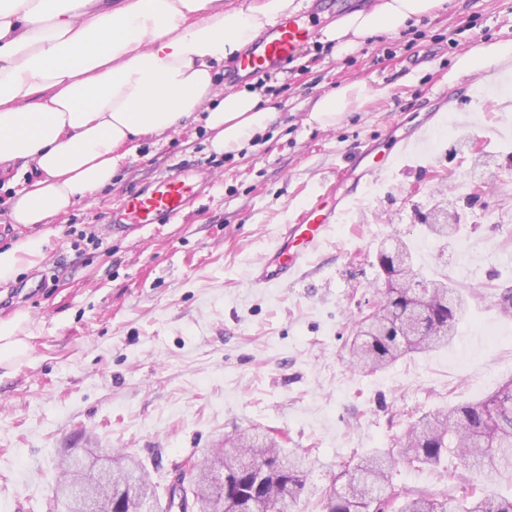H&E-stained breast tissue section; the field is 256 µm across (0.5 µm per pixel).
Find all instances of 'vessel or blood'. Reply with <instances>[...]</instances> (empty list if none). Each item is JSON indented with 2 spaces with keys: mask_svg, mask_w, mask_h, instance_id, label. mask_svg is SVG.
I'll return each mask as SVG.
<instances>
[{
  "mask_svg": "<svg viewBox=\"0 0 512 512\" xmlns=\"http://www.w3.org/2000/svg\"><path fill=\"white\" fill-rule=\"evenodd\" d=\"M315 34L316 27L305 14L277 21L266 35L252 43L240 56L237 68L250 75L277 68L292 59ZM411 149V139H401L399 145L389 148L376 166L366 170L365 182L384 178L396 161ZM198 195V183L190 179L184 170L176 169L159 179L150 191L128 195L112 223L116 226L167 224ZM340 214L337 207L324 209L322 197L310 200L293 222L283 226L266 260L255 269L253 286L269 288L294 278L337 224Z\"/></svg>",
  "mask_w": 512,
  "mask_h": 512,
  "instance_id": "vessel-or-blood-1",
  "label": "vessel or blood"
}]
</instances>
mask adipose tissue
<instances>
[{
    "mask_svg": "<svg viewBox=\"0 0 512 512\" xmlns=\"http://www.w3.org/2000/svg\"><path fill=\"white\" fill-rule=\"evenodd\" d=\"M443 0H378L324 31L345 51L369 35L433 15ZM294 0H0V171L11 223H53L111 186L145 136L202 122L213 152L246 145L273 120L258 92L220 93L216 77ZM512 66V42L460 58L474 73ZM362 97L346 85L320 97L312 120L334 124ZM22 172H14L15 164ZM46 240L0 249V283L36 265Z\"/></svg>",
    "mask_w": 512,
    "mask_h": 512,
    "instance_id": "adipose-tissue-1",
    "label": "adipose tissue"
}]
</instances>
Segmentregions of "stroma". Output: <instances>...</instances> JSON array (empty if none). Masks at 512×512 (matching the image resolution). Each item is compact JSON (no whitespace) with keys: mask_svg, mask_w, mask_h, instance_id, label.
Listing matches in <instances>:
<instances>
[{"mask_svg":"<svg viewBox=\"0 0 512 512\" xmlns=\"http://www.w3.org/2000/svg\"><path fill=\"white\" fill-rule=\"evenodd\" d=\"M512 41V0H446L443 9L345 52L316 36L285 65L241 76L276 108L251 144L216 154L202 123L141 140L97 193L55 223H9L0 190V248L42 234L43 258L0 285V319L29 315L26 349L0 366V512H48L65 452L130 453L159 495L187 458L253 428L306 455L304 491L288 512H323V494L352 457L391 448L425 413L476 403L512 378V73L465 96L456 63L474 47ZM363 87L335 125L309 119L321 96ZM428 125L383 180L360 178L362 150ZM480 151L457 150L456 139ZM185 167L200 195L168 224L112 232L131 191ZM481 170L495 191L466 211L460 234H425L420 216ZM352 196L298 278L251 284L283 225L326 187ZM95 231L99 245L79 240ZM408 244L414 266L460 286L465 311L451 343L372 372L352 363L356 322L380 301L377 254ZM45 287L24 288V281Z\"/></svg>","mask_w":512,"mask_h":512,"instance_id":"stroma-1","label":"stroma"}]
</instances>
